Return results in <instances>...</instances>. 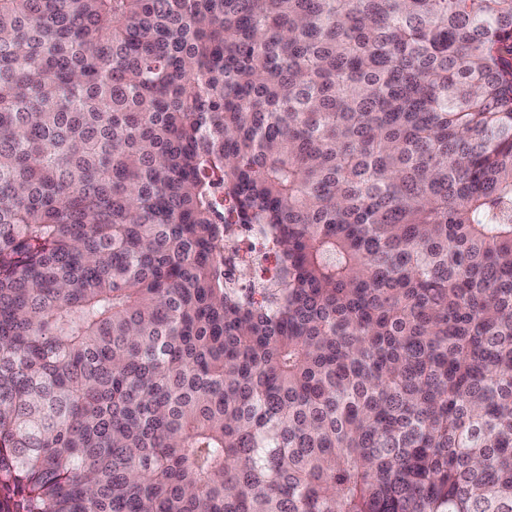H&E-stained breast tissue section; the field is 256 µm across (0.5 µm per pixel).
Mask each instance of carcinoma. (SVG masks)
I'll return each mask as SVG.
<instances>
[{
    "mask_svg": "<svg viewBox=\"0 0 512 512\" xmlns=\"http://www.w3.org/2000/svg\"><path fill=\"white\" fill-rule=\"evenodd\" d=\"M0 512H512V0H0ZM236 249V255H233L231 258L227 259V268L231 270H234V265H236L243 256L251 255L254 252H258L260 250L266 252L268 251L265 249V246L261 240L254 238L251 234L245 231L239 233ZM266 255L267 259L260 269L262 271L264 269L269 270V274H273L276 268L275 257L268 252Z\"/></svg>",
    "mask_w": 512,
    "mask_h": 512,
    "instance_id": "1",
    "label": "carcinoma"
}]
</instances>
